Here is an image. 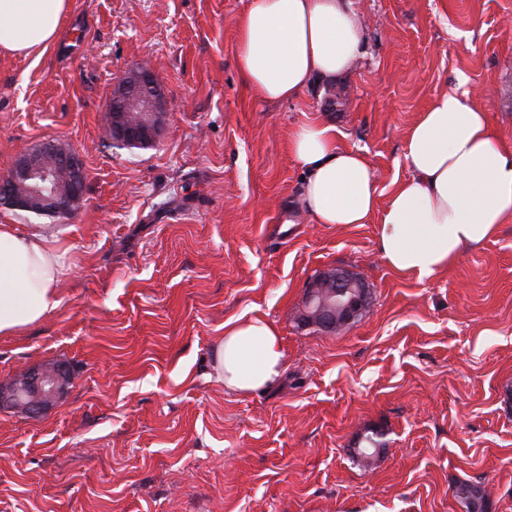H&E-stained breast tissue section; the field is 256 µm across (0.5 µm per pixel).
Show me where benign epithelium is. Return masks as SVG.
<instances>
[{
	"mask_svg": "<svg viewBox=\"0 0 512 512\" xmlns=\"http://www.w3.org/2000/svg\"><path fill=\"white\" fill-rule=\"evenodd\" d=\"M156 86L150 69L135 67L112 93L106 133L112 141L128 146L157 142L166 110L162 95L151 94ZM85 173L79 156L46 141L16 159L0 177V196L12 207L36 215L70 216L83 204ZM371 291L356 274L329 267L309 281L301 309L302 324L327 333L350 325L369 306ZM72 382V371L64 363L33 366L23 374L0 381V408L37 415L55 405ZM469 512H487L488 499L479 485L471 486L465 501Z\"/></svg>",
	"mask_w": 512,
	"mask_h": 512,
	"instance_id": "7a95c632",
	"label": "benign epithelium"
}]
</instances>
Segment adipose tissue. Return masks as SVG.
Listing matches in <instances>:
<instances>
[{
  "label": "adipose tissue",
  "instance_id": "1",
  "mask_svg": "<svg viewBox=\"0 0 512 512\" xmlns=\"http://www.w3.org/2000/svg\"><path fill=\"white\" fill-rule=\"evenodd\" d=\"M68 0H0V53L29 54L55 43ZM364 23L349 0H249L238 25L242 82L265 102L293 100L316 80L344 72L359 54ZM303 171L301 207L317 224L379 217L378 244L396 273L424 280L512 222V142L491 127L468 93L443 92L410 126L411 174L380 200L366 157L341 147L335 126L303 123L289 136ZM65 249L41 225L0 224V336H15L61 304ZM278 328L262 317L224 324L212 370L225 389L256 392L284 370Z\"/></svg>",
  "mask_w": 512,
  "mask_h": 512
}]
</instances>
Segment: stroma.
<instances>
[{"mask_svg":"<svg viewBox=\"0 0 512 512\" xmlns=\"http://www.w3.org/2000/svg\"><path fill=\"white\" fill-rule=\"evenodd\" d=\"M352 3L361 58L279 103L237 69L248 0H70L57 44L0 54V176L48 140L86 172L82 208L51 222L71 267L60 308L0 338V381L73 371L46 413L0 412V512H462L464 481L512 512V223L432 278L397 275L378 219L301 210L288 148L303 122L335 125L389 194L418 113L457 90L512 141V0ZM144 61L166 99L160 137L117 148L112 91ZM328 267L372 295L334 334L297 320ZM240 316L281 333L269 390L211 375ZM370 433L384 450L366 467L354 448Z\"/></svg>","mask_w":512,"mask_h":512,"instance_id":"stroma-1","label":"stroma"}]
</instances>
